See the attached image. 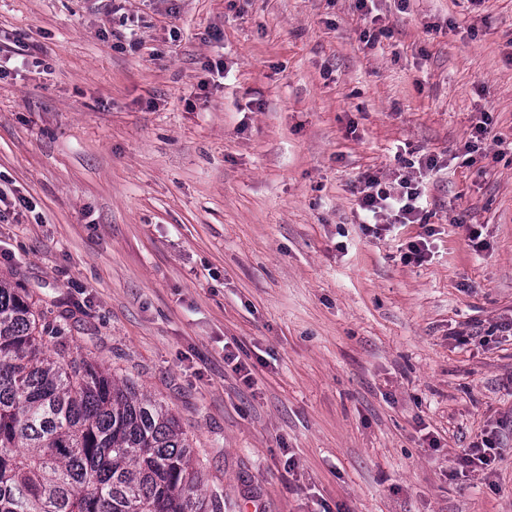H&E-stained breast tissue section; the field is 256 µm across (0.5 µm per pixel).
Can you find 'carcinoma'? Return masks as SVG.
Instances as JSON below:
<instances>
[{
  "label": "carcinoma",
  "mask_w": 512,
  "mask_h": 512,
  "mask_svg": "<svg viewBox=\"0 0 512 512\" xmlns=\"http://www.w3.org/2000/svg\"><path fill=\"white\" fill-rule=\"evenodd\" d=\"M0 281V512H223L165 403L71 354Z\"/></svg>",
  "instance_id": "obj_1"
}]
</instances>
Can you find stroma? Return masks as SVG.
I'll use <instances>...</instances> for the list:
<instances>
[{
  "mask_svg": "<svg viewBox=\"0 0 512 512\" xmlns=\"http://www.w3.org/2000/svg\"><path fill=\"white\" fill-rule=\"evenodd\" d=\"M0 57V278L224 512H512V0H0ZM367 172L422 223L366 233ZM497 428H493L481 435L480 439L470 443L469 447L465 449L464 454L459 458L458 465L461 469L464 468H481L482 470L489 466L492 457L499 447L496 444Z\"/></svg>",
  "mask_w": 512,
  "mask_h": 512,
  "instance_id": "obj_1",
  "label": "stroma"
}]
</instances>
